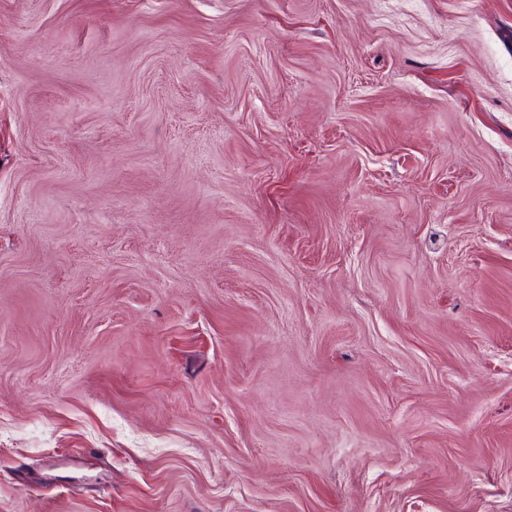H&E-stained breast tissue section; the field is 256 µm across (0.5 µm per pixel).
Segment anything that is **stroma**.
I'll return each instance as SVG.
<instances>
[{
	"instance_id": "1",
	"label": "stroma",
	"mask_w": 512,
	"mask_h": 512,
	"mask_svg": "<svg viewBox=\"0 0 512 512\" xmlns=\"http://www.w3.org/2000/svg\"><path fill=\"white\" fill-rule=\"evenodd\" d=\"M0 512H512V0H0Z\"/></svg>"
}]
</instances>
